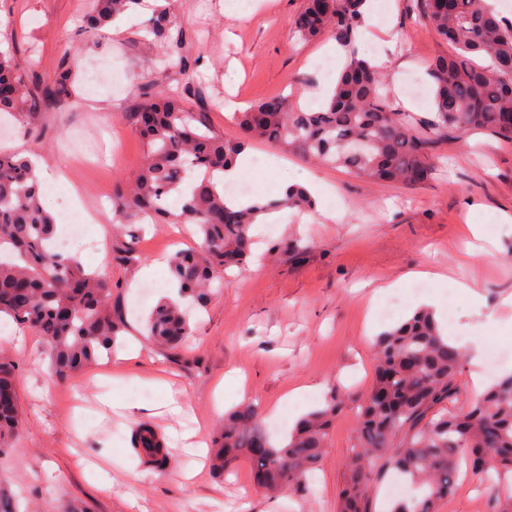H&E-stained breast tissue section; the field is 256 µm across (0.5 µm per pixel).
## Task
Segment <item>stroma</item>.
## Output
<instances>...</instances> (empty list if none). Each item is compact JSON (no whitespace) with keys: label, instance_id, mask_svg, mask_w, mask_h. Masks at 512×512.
<instances>
[{"label":"stroma","instance_id":"stroma-1","mask_svg":"<svg viewBox=\"0 0 512 512\" xmlns=\"http://www.w3.org/2000/svg\"><path fill=\"white\" fill-rule=\"evenodd\" d=\"M306 0H178L173 38L184 65L167 67L163 50L144 21L117 20L87 32L88 0H0V51L10 52L24 77L42 82L63 67L73 90L27 121L0 128V150L33 156L51 180L43 204L51 215L68 206L70 219L89 223L99 242L81 252L89 270L109 263L112 305L125 322L120 344L97 365L65 381L50 375V361L32 332L0 339V357L14 361L23 430L0 459V498L44 512H337L345 462L355 443L358 405L374 377L375 337L389 328L371 312V288L395 282L399 318L411 316L422 296L441 299L452 313L456 343L506 347L484 384L512 370V143L487 134L467 141H438L436 174L420 187L375 185L344 169L320 165L264 141L250 152L247 169L255 194L272 196L281 183L313 186L315 206L306 216L287 212L276 224L254 226L253 257L229 271L207 308H193V333L167 350L145 334V319L170 284L167 267L152 280L137 267L114 260L117 238L131 242L143 262L179 250L199 249L188 224L148 229L118 225L110 195L132 181L145 157L143 141L123 120L136 108L139 88L178 94L221 137H239L233 112L277 95L301 102L304 93L335 84L344 60L328 55L331 36L301 42L291 24ZM376 19L362 54L383 55L393 98L407 83L429 90L427 67L449 48L418 23L414 0H371ZM111 126L114 143L95 158L77 157L74 135H96ZM484 226L482 237L467 233ZM426 269L424 294L413 291L415 271ZM471 284L478 301L460 294ZM239 371L259 407V423L275 445L303 410L330 400L341 409L328 430V447L308 487L277 497L259 488L247 463L218 476L186 448L188 430L210 442L225 412L237 404L230 371ZM167 380L182 411L170 415L167 392L151 387ZM224 384L216 400V382ZM306 387V399L288 404L290 389ZM146 422L164 437L173 459L164 473L143 467L132 454L129 429ZM495 493L461 472L440 512H493Z\"/></svg>","mask_w":512,"mask_h":512}]
</instances>
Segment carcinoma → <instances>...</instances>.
I'll use <instances>...</instances> for the list:
<instances>
[{
  "label": "carcinoma",
  "instance_id": "carcinoma-1",
  "mask_svg": "<svg viewBox=\"0 0 512 512\" xmlns=\"http://www.w3.org/2000/svg\"><path fill=\"white\" fill-rule=\"evenodd\" d=\"M143 0H90L87 29L100 32ZM367 0H307L292 23L300 40L325 33L347 52L333 94L317 111L294 109L288 97H272L237 113L241 137L226 140L163 92H145L123 115L146 146V160L133 183L112 192L119 223L163 216L191 224L202 240L200 251H177L169 259L180 295L206 306L223 286L219 274L250 256V229L258 210H306L312 199L290 187L279 199L256 207H232L211 182L247 148L261 139L348 172L375 184L427 183L434 174V144L440 139L488 134L512 141V23H505L485 0H417L418 21L451 47L435 57L428 76L433 112L419 118L390 97L382 70L354 47ZM177 16L166 7L154 11L149 31L166 46L170 68L183 58L171 29ZM0 112L24 120L46 99L68 96L72 71L60 69L52 82L30 84L11 56L0 52ZM179 199L173 213L168 199ZM56 224L42 204L29 159L0 152V314L19 329L33 331L58 381L93 364L112 350L124 329L112 311V281L85 271L79 258L50 248ZM148 338L159 347H179L190 334L185 312L172 301L151 311ZM374 383L360 405L356 444L347 463L338 512H372L369 490L389 471L408 478L420 495L398 500L389 512H437L450 495L461 464L487 486L512 487V374L479 397L462 396L459 376L464 354L441 335L424 309L378 336ZM15 364L0 360V453L22 430ZM340 404L332 400L303 417L276 447L259 426L256 405L247 403L224 415L211 448L214 470L243 460L269 492L302 487L327 447L328 426ZM131 446L149 468L165 465L171 452L152 427L138 424Z\"/></svg>",
  "mask_w": 512,
  "mask_h": 512
}]
</instances>
